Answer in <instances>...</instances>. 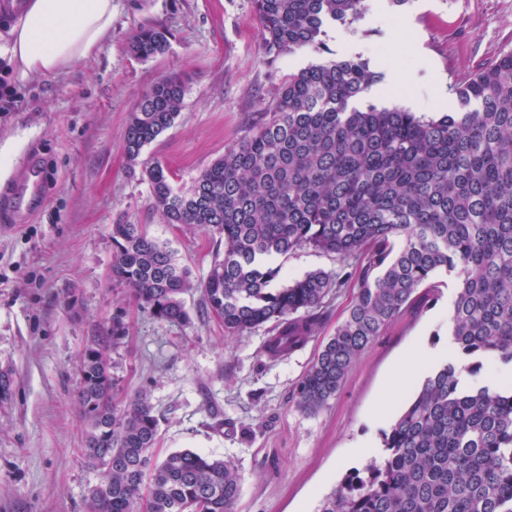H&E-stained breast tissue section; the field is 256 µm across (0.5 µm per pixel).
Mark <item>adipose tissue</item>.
Returning <instances> with one entry per match:
<instances>
[{
    "instance_id": "obj_1",
    "label": "adipose tissue",
    "mask_w": 512,
    "mask_h": 512,
    "mask_svg": "<svg viewBox=\"0 0 512 512\" xmlns=\"http://www.w3.org/2000/svg\"><path fill=\"white\" fill-rule=\"evenodd\" d=\"M112 33V0H24L0 35V60L19 82L65 72Z\"/></svg>"
}]
</instances>
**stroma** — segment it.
<instances>
[{"instance_id":"stroma-1","label":"stroma","mask_w":512,"mask_h":512,"mask_svg":"<svg viewBox=\"0 0 512 512\" xmlns=\"http://www.w3.org/2000/svg\"><path fill=\"white\" fill-rule=\"evenodd\" d=\"M164 31V54L129 52L143 26ZM322 51L270 61L253 0H113L112 37L59 75L15 85L18 106L0 112V145L12 163L0 198L36 165L39 196L25 215L0 219V368L15 392L0 409V512H84L98 481L81 452L75 404L77 363L94 329L124 310L129 331L112 353V402L148 391L159 419L157 455L190 449L224 458L238 472L235 512H317L322 497L362 468L412 398L423 375L399 383L394 370L418 347L448 344L456 288L402 313L361 353L336 396L317 412L298 407L296 385L351 302L358 259L303 247L278 257V285L313 270L346 276L325 299L322 324L301 349L278 360L264 351L267 328L228 337L184 295L187 321L153 318L112 280L111 228L140 224L202 281L224 242L206 230L165 224L140 172L129 168L123 136L136 100L159 78L187 79L172 128L145 147L189 191L200 172L239 142L276 101L289 75L312 63L368 61L380 79L367 100L410 107L433 97L438 112L457 106L453 85L467 82L512 50V0H368L363 17L329 27ZM385 402L386 416L374 406Z\"/></svg>"}]
</instances>
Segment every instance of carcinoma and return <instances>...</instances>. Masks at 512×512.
I'll return each mask as SVG.
<instances>
[{
	"label": "carcinoma",
	"instance_id": "carcinoma-1",
	"mask_svg": "<svg viewBox=\"0 0 512 512\" xmlns=\"http://www.w3.org/2000/svg\"><path fill=\"white\" fill-rule=\"evenodd\" d=\"M265 56L320 51L326 28L351 25L366 0H254ZM131 53L148 60L165 33L140 30ZM379 79L361 59L310 64L288 77L269 115L212 161L187 193L144 148L179 115L185 78L156 81L129 113L123 149L141 167L166 224L224 239L203 281L206 313L230 336L270 325L265 351L282 358L322 323L341 277L316 270L283 288L273 259L310 246L362 259L348 315L296 387L300 408L336 396L357 357L401 313L456 280L453 348L382 434L379 457L348 474L320 512H512V383L481 378L484 362L512 370V51L452 88L461 111L425 119L399 106L356 102ZM112 280L156 319L187 320L191 273L139 224H114ZM128 334L124 312L94 331L78 364L82 448L99 482L85 512H234L241 484L224 459L192 450L154 458L159 420L148 394L112 404L111 354ZM0 406L12 371L0 369Z\"/></svg>",
	"mask_w": 512,
	"mask_h": 512
}]
</instances>
